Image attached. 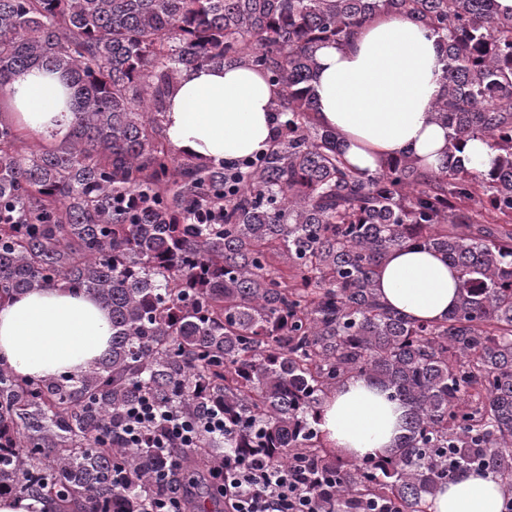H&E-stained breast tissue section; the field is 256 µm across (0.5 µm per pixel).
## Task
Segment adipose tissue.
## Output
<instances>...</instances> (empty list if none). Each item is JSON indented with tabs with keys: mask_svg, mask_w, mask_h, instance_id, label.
<instances>
[{
	"mask_svg": "<svg viewBox=\"0 0 512 512\" xmlns=\"http://www.w3.org/2000/svg\"><path fill=\"white\" fill-rule=\"evenodd\" d=\"M314 83L319 122L343 138L345 157L364 172L407 153L438 168L448 141L432 106L443 90L439 38L404 15H381L342 47H321ZM282 89L249 67L207 65L182 72L163 126L174 147L214 161L266 150ZM73 91L60 73L33 68L13 76L11 117L30 132L65 134ZM459 273L440 254L392 250L376 281L380 299L415 321L443 319L458 299ZM112 321L94 297L33 290L0 304V364L15 374L58 377L95 367L109 348ZM405 409L380 387L353 377L330 393L318 428L327 445L361 459L387 455ZM429 512H501L502 480L466 470L429 500Z\"/></svg>",
	"mask_w": 512,
	"mask_h": 512,
	"instance_id": "adipose-tissue-1",
	"label": "adipose tissue"
}]
</instances>
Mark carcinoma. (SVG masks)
Here are the masks:
<instances>
[{"label": "carcinoma", "mask_w": 512, "mask_h": 512, "mask_svg": "<svg viewBox=\"0 0 512 512\" xmlns=\"http://www.w3.org/2000/svg\"><path fill=\"white\" fill-rule=\"evenodd\" d=\"M432 29L448 128L437 169L403 155L374 174L325 128L316 51L376 15ZM250 65L282 87L268 148L224 162L162 126L185 70ZM74 90L54 144L0 118V303L67 288L96 297L112 341L96 369L20 377L0 366V494L57 512H145L179 464L183 512H224V453L318 468L321 512L368 500L427 512L457 473L490 470L512 501V12L497 0H0V97L30 68ZM495 153L468 169L461 143ZM459 272L455 308L412 321L375 282L396 248ZM365 377L406 409L387 457L349 460L317 427L323 400ZM148 397L224 411V437L160 453L120 440ZM119 469L132 484L119 490Z\"/></svg>", "instance_id": "cac0c4a2"}]
</instances>
